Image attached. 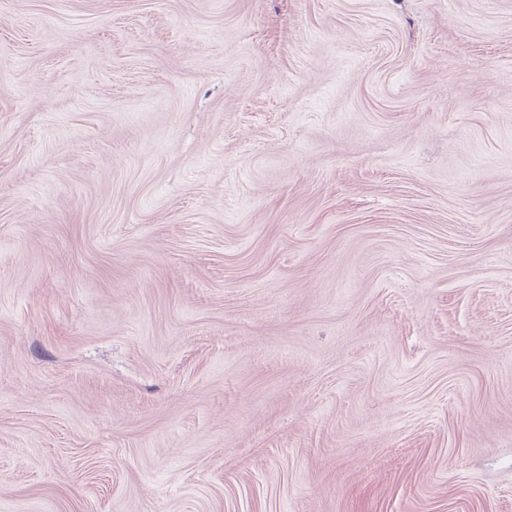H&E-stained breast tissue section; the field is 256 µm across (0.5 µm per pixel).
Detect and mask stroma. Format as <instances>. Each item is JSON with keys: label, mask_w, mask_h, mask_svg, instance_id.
Returning <instances> with one entry per match:
<instances>
[{"label": "stroma", "mask_w": 512, "mask_h": 512, "mask_svg": "<svg viewBox=\"0 0 512 512\" xmlns=\"http://www.w3.org/2000/svg\"><path fill=\"white\" fill-rule=\"evenodd\" d=\"M0 512H512V0H0Z\"/></svg>", "instance_id": "stroma-1"}]
</instances>
